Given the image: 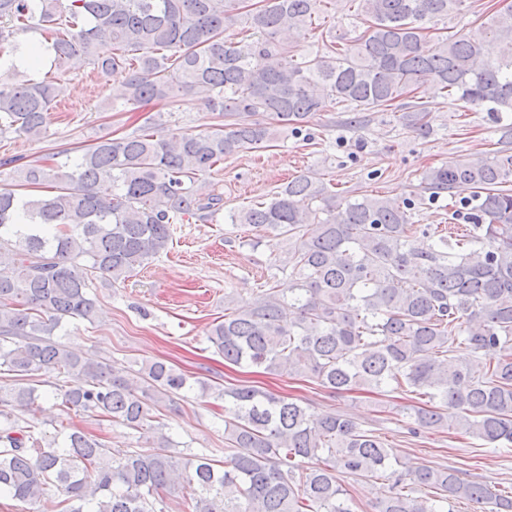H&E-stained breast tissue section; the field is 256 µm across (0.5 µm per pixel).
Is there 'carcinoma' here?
Wrapping results in <instances>:
<instances>
[{
    "label": "carcinoma",
    "mask_w": 512,
    "mask_h": 512,
    "mask_svg": "<svg viewBox=\"0 0 512 512\" xmlns=\"http://www.w3.org/2000/svg\"><path fill=\"white\" fill-rule=\"evenodd\" d=\"M0 0V59L17 35L44 34L54 61L121 77L127 101L166 102L174 88L199 97L224 123L196 134L99 138L74 163L12 166L21 185L0 190V372L67 378L61 404L139 433L152 452L117 454L71 427L49 434L19 418L41 394L33 385L0 390V495L41 512L56 491L57 512H167L175 478L192 489L182 512H355L336 473L376 488L375 512H512V494L460 477L448 466L409 469L372 431L336 413L321 418L297 402L240 385L210 387L164 362L123 375L65 346L56 331L94 323V281L117 282L145 267L172 238L171 226L206 221L223 198L198 179L228 155L258 149L277 132L300 136L313 115L356 113L391 103L424 80L455 100L492 113L501 147L423 174L431 200L460 195L466 233L411 243L412 201L369 195L336 199L298 177L268 202L229 214L232 224L273 230L291 244L281 272L288 287L224 314L208 341L239 367L308 377L331 393H401L410 431H454L490 448L512 447V6L487 16L477 35L441 37L426 50L427 24L464 0H356L366 24L353 45L331 37L324 51L294 59L276 41L305 30L331 0ZM242 22L250 38L232 41ZM151 73L144 82L138 71ZM53 81L19 78L0 66V136L40 138ZM427 107L407 105L405 128L433 127ZM472 359L448 365L458 341ZM198 385L224 400V464L175 453L179 442L155 419L180 391ZM432 491L426 500L406 490Z\"/></svg>",
    "instance_id": "1"
}]
</instances>
